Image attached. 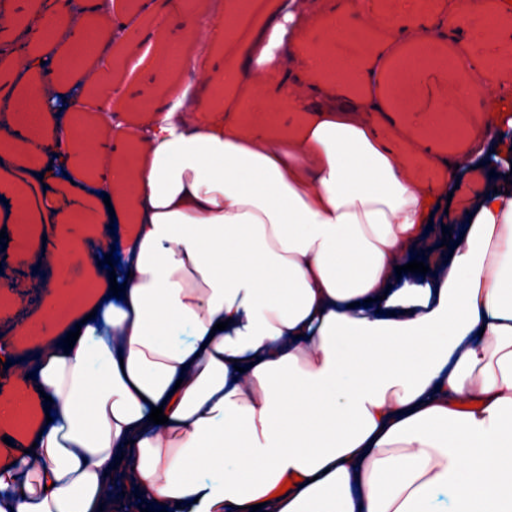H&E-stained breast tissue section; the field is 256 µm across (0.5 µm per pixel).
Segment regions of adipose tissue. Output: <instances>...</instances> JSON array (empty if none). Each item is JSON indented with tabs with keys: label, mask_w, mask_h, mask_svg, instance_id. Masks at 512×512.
Segmentation results:
<instances>
[{
	"label": "adipose tissue",
	"mask_w": 512,
	"mask_h": 512,
	"mask_svg": "<svg viewBox=\"0 0 512 512\" xmlns=\"http://www.w3.org/2000/svg\"><path fill=\"white\" fill-rule=\"evenodd\" d=\"M252 12L231 0L194 20L172 60L199 94L161 84L125 160L72 164L81 140L111 152L107 110L54 128L44 179L94 173L89 195L112 205L95 250L122 266L96 267L68 318L73 348L50 337L37 358L54 421L0 402L35 444L0 468V512H112L124 495L149 512H437L443 494L448 512H512V194L485 191L429 259L426 197L355 93L368 69L306 46L318 0L270 13L235 63L207 64ZM64 22L65 75L120 28L112 0H82ZM392 39L394 91L428 72L437 39L424 24ZM305 73L319 83L292 96ZM246 82L300 125L246 131L221 114L216 90ZM416 259L429 272L405 271ZM155 407L168 423L149 422Z\"/></svg>",
	"instance_id": "1"
}]
</instances>
